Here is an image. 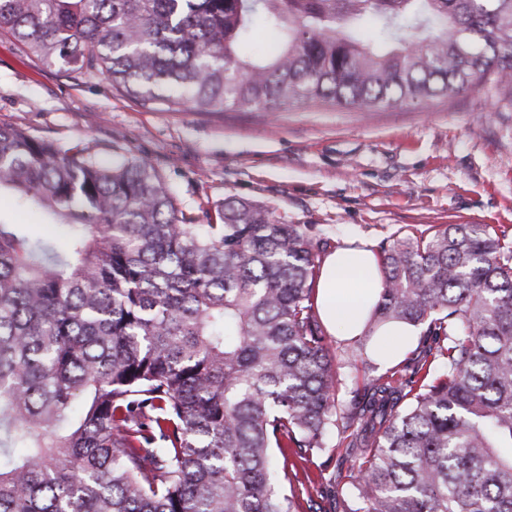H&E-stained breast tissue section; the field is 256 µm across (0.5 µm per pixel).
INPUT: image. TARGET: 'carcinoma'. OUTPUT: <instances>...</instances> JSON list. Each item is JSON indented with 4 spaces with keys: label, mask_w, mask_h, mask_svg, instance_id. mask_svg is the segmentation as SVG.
<instances>
[{
    "label": "carcinoma",
    "mask_w": 512,
    "mask_h": 512,
    "mask_svg": "<svg viewBox=\"0 0 512 512\" xmlns=\"http://www.w3.org/2000/svg\"><path fill=\"white\" fill-rule=\"evenodd\" d=\"M369 24L379 50L363 35ZM274 41L249 52L257 32ZM46 65L168 111L372 112L491 87L512 104V0H0ZM0 512H304L275 490L332 446L343 512H512V233L431 224L380 246L359 351L415 349L338 401L314 310L327 240L243 199L179 211L144 160L0 127ZM419 330L407 324H393L381 330L375 343L378 361L387 366L402 358L405 352L419 339ZM417 339L414 347L417 345ZM413 347V348H414Z\"/></svg>",
    "instance_id": "cac0c4a2"
}]
</instances>
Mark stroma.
I'll return each mask as SVG.
<instances>
[{
  "mask_svg": "<svg viewBox=\"0 0 512 512\" xmlns=\"http://www.w3.org/2000/svg\"><path fill=\"white\" fill-rule=\"evenodd\" d=\"M0 126L98 158L149 162L184 213L204 217L225 199L255 201L286 224H311L338 248L355 237L380 246L428 224L512 229V112L481 88L423 108L361 112L331 104L262 111L170 112L147 108L99 79L28 57L0 36ZM340 398L362 396L378 365L334 336ZM322 482L282 481L316 512H342L340 457H316Z\"/></svg>",
  "mask_w": 512,
  "mask_h": 512,
  "instance_id": "obj_1",
  "label": "stroma"
}]
</instances>
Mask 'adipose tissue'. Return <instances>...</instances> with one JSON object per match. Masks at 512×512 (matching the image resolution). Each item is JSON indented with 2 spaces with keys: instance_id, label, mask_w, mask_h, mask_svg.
Masks as SVG:
<instances>
[{
  "instance_id": "1",
  "label": "adipose tissue",
  "mask_w": 512,
  "mask_h": 512,
  "mask_svg": "<svg viewBox=\"0 0 512 512\" xmlns=\"http://www.w3.org/2000/svg\"><path fill=\"white\" fill-rule=\"evenodd\" d=\"M381 288L379 264L370 245L348 242L325 257L316 283L315 305L325 330L350 339L361 335ZM418 331L407 324L381 330L377 359L390 365L415 343Z\"/></svg>"
}]
</instances>
